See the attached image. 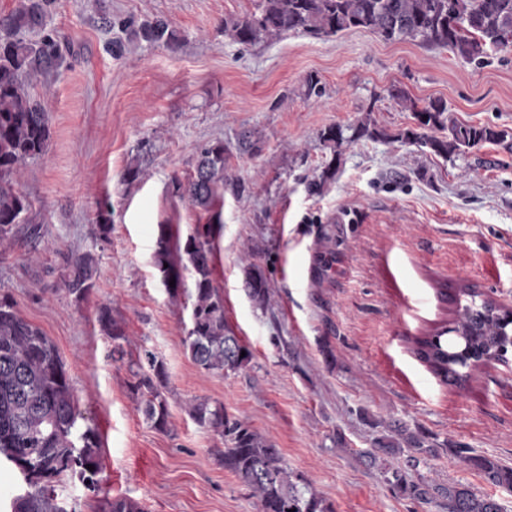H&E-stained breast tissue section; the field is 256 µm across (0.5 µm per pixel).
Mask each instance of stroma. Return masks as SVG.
I'll return each instance as SVG.
<instances>
[{"label":"stroma","instance_id":"obj_1","mask_svg":"<svg viewBox=\"0 0 512 512\" xmlns=\"http://www.w3.org/2000/svg\"><path fill=\"white\" fill-rule=\"evenodd\" d=\"M257 0H54L49 29L61 65L32 93L51 114L46 154L19 187L31 202L34 244L0 252V296L57 346L79 407L102 443L98 493L63 482L74 512H104L125 496L147 512H258L250 491L216 456L220 437L189 406L223 404L272 437L293 471L333 512H443L393 489L383 465L362 457L375 421L422 431L434 443L418 464L392 459L410 479L461 483L512 512V492L466 466L457 448L512 468V359L458 385L413 354V341L447 322L460 288L512 308V150L485 143L448 160L415 144L360 139L324 143L331 126L351 132L364 117L396 132L415 124L390 95L441 99L463 124L512 130V47L483 65L445 48L388 42L349 29L329 38L289 35L243 47L226 20ZM161 18L177 49L133 44L116 20ZM125 43L122 55L113 41ZM320 81L309 92L308 75ZM258 149L242 155L239 132ZM220 140L243 196L225 193L213 284L226 320L255 358L224 375L200 369L184 339L188 294L171 296L154 265L160 225L187 238L206 213L175 193L198 149ZM336 174L309 191L328 162ZM140 165L143 176L123 182ZM109 232H102V225ZM93 251L95 288L82 301L63 285V256ZM267 274L266 310L244 289V270ZM131 340L168 368V432L148 424L133 397L127 358L97 322L101 306Z\"/></svg>","mask_w":512,"mask_h":512}]
</instances>
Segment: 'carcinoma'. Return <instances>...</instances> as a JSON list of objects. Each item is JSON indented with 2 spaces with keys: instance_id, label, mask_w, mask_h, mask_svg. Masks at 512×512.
Wrapping results in <instances>:
<instances>
[{
  "instance_id": "1",
  "label": "carcinoma",
  "mask_w": 512,
  "mask_h": 512,
  "mask_svg": "<svg viewBox=\"0 0 512 512\" xmlns=\"http://www.w3.org/2000/svg\"><path fill=\"white\" fill-rule=\"evenodd\" d=\"M52 0H28L15 12L0 17V250L12 249L30 210L28 197L14 180L29 162L48 147L51 128L46 106L32 95V78L59 66L62 54L54 35L47 31ZM121 28L147 43L174 48L176 32L161 19L120 21ZM350 28H363L386 41L418 42L446 48L468 62L481 63L491 52L512 45V0H260L258 10L240 19L224 21V36L251 46L289 34L331 37ZM40 34L37 39L29 38ZM413 112L416 127L389 133L365 117L351 137L356 141L396 140L428 148L452 159L482 143L512 140V132L486 125H467L448 115L446 104L431 100L420 107L405 91L392 92ZM448 131L436 136V131ZM321 138L335 146L346 138L334 126ZM177 190L191 205L209 214L185 243L173 240L171 228L159 225L155 264L171 295L178 294L183 272L193 278L194 322L185 339L193 362L208 372L238 373L250 368L251 349L236 336L224 318V298L213 284L212 225L221 223L217 207L228 189L239 196L245 182L226 174L224 142L199 148L194 169ZM64 286L76 299L86 298L95 286L97 259L90 252L69 253L63 259ZM175 286H170V280ZM244 288L255 307L266 309L269 282L259 266L245 269ZM102 331L121 354L128 341L123 327L112 319L111 309L98 314ZM512 349V310L484 299L457 307L449 324L432 329L414 341L413 353L442 381L466 380L471 371L506 360ZM246 355H241V352ZM130 389L139 399L146 420L159 432L169 429V403L164 389L168 372L164 361L145 349L138 354ZM192 419L219 436L217 450L224 469L256 498L259 512H332L323 496L301 474L292 471L270 436L252 429L229 414L222 404L194 403ZM85 420L59 351L52 340L31 324L7 296L0 297V456L23 473L25 489L10 504L11 512H68L58 499L57 484L77 480L89 491L99 490L101 443ZM428 437L396 424L390 433L371 441L372 461H385L406 449L425 447ZM461 459L480 471L494 486L512 492V469L484 456L465 454ZM93 469H88V466ZM391 485L417 499L434 491L447 512H504L493 495H478L462 483L431 486L409 479L406 471L392 470ZM107 512H145L128 497L107 502Z\"/></svg>"
}]
</instances>
